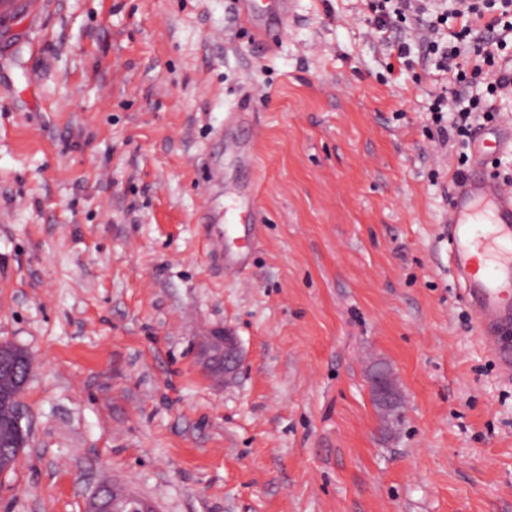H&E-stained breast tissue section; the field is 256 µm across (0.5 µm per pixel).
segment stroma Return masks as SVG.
Instances as JSON below:
<instances>
[{
    "mask_svg": "<svg viewBox=\"0 0 512 512\" xmlns=\"http://www.w3.org/2000/svg\"><path fill=\"white\" fill-rule=\"evenodd\" d=\"M424 35L378 30L370 0H292L268 49L235 0L0 7V342L34 364L0 512H84L105 480L155 512H512V385L443 237L473 148L441 141ZM469 95L512 133V96ZM224 331L228 384L201 364Z\"/></svg>",
    "mask_w": 512,
    "mask_h": 512,
    "instance_id": "35a3bbf8",
    "label": "stroma"
}]
</instances>
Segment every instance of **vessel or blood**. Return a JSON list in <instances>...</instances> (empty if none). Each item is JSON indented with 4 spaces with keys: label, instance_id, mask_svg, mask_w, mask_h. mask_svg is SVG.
Instances as JSON below:
<instances>
[{
    "label": "vessel or blood",
    "instance_id": "b4317fda",
    "mask_svg": "<svg viewBox=\"0 0 512 512\" xmlns=\"http://www.w3.org/2000/svg\"><path fill=\"white\" fill-rule=\"evenodd\" d=\"M254 40L274 44L290 0H237ZM448 256L499 376L512 381V185L480 170L457 179L448 201Z\"/></svg>",
    "mask_w": 512,
    "mask_h": 512
}]
</instances>
